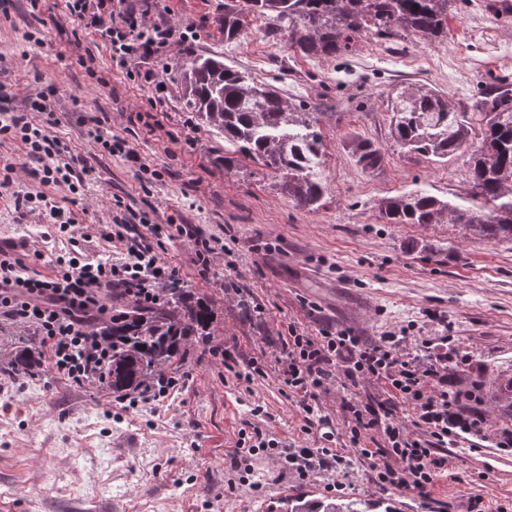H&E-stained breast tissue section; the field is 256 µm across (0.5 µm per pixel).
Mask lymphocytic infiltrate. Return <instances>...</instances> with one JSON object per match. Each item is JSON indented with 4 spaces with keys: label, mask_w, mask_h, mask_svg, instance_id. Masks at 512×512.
I'll use <instances>...</instances> for the list:
<instances>
[{
    "label": "lymphocytic infiltrate",
    "mask_w": 512,
    "mask_h": 512,
    "mask_svg": "<svg viewBox=\"0 0 512 512\" xmlns=\"http://www.w3.org/2000/svg\"><path fill=\"white\" fill-rule=\"evenodd\" d=\"M160 0H66L78 27L98 32L111 53L113 70L132 82L152 84L165 93L171 80L167 59L195 36L192 27H178L159 18ZM0 139H17L31 155L44 160L43 180L72 185L74 168L64 144L44 126L14 115L0 125ZM149 226L151 238L127 243L116 259L86 262L77 256H57L49 273H27L22 258L0 247V316L35 325L41 353L55 374L76 384L101 376L111 348L93 336L92 326L111 319L113 295L136 298L143 305L157 303L158 290L181 280L180 269L168 262L154 238L174 240L188 233L184 224H161L153 214H116L104 237L123 240L131 223ZM402 339L388 332L368 344L346 329H324L319 335L292 333L285 341L287 357L281 379L304 398L336 378L351 385L366 382L385 389L383 398L348 399L351 442L364 458L381 456L376 465L380 485L395 486L428 496L436 469L445 466L438 451L462 435L482 434L486 420L479 412L478 385L458 388L448 373L450 352L445 346L422 341L421 357L405 355ZM408 403L417 418L416 431L395 422L397 402ZM381 436L379 450L364 447V439ZM251 453H276L280 465L299 478H308L343 464L334 448H281L254 429Z\"/></svg>",
    "instance_id": "1"
}]
</instances>
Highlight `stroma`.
<instances>
[{"mask_svg": "<svg viewBox=\"0 0 512 512\" xmlns=\"http://www.w3.org/2000/svg\"><path fill=\"white\" fill-rule=\"evenodd\" d=\"M471 0L448 21L447 37L386 42L359 39L336 58H305L250 22L236 43L224 41L214 17L224 0H164L170 19L196 36L169 58L172 83L163 111L152 110L149 84H129L112 69L94 32L75 31L65 0H9L0 10V123L16 113L48 125L51 135L83 160L79 193L44 184L41 163L17 140L0 141V169L11 166L12 188L0 192V242L24 246L26 264L48 272L56 256H119L105 240L114 200L139 211L156 207L202 237L219 238L207 272L193 262L194 244L163 241L183 285L210 300L216 334L192 344L173 375L179 384L156 401L133 400L101 386H79L44 369L34 376L6 370L20 324L0 318V512H277L288 495L312 486L320 498L401 503L403 512H464L482 499L487 512H512V448L489 443L512 429V412L486 418L484 436L448 446L447 470L429 498L377 484L369 460L350 451L339 383L306 413L299 394L281 382L290 329L317 335L349 329L368 343L405 332L407 352L422 340L452 338L464 357L448 371L460 385L512 366V243L480 238L461 224H388L378 200L423 190L451 201L466 193L462 158L437 164L407 156L389 139L388 95L408 83L427 84L468 112L478 83L512 77V0ZM223 57L255 80L276 83L317 105L324 156L318 174L327 190L314 211L277 191L272 177L247 163L225 174L224 140L184 104L180 72L191 58ZM43 98L45 109L30 110ZM357 133L377 142L382 167L367 174L346 141ZM125 139L136 155H111L95 136ZM42 193L75 220L66 235L38 214L20 216L15 192ZM235 362L227 371L213 347ZM260 375L245 381L251 364ZM261 428L292 448L332 444L347 449L339 472L299 479L267 454L250 459L251 483L240 480L236 448ZM341 491H330L332 483Z\"/></svg>", "mask_w": 512, "mask_h": 512, "instance_id": "1", "label": "stroma"}]
</instances>
